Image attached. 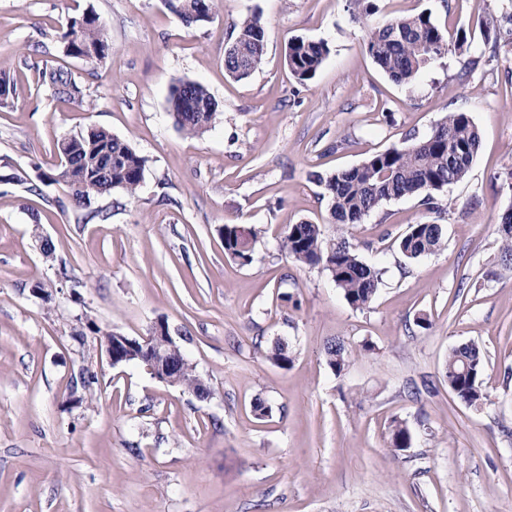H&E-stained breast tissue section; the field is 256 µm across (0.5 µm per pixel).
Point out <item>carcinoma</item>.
<instances>
[{"instance_id":"cac0c4a2","label":"carcinoma","mask_w":512,"mask_h":512,"mask_svg":"<svg viewBox=\"0 0 512 512\" xmlns=\"http://www.w3.org/2000/svg\"><path fill=\"white\" fill-rule=\"evenodd\" d=\"M168 9L187 27L206 22L213 14L215 0H165ZM348 8L365 28L364 48L372 61L394 82L411 84L420 72L445 57L450 47L469 45L471 37L460 30L449 34L422 12L398 16L380 26H372L370 17L376 12L375 0H348ZM64 54L95 66L104 62L111 49L106 23L92 11L69 19L62 35ZM266 53V32L261 15L253 13L239 27L237 36L224 50L226 74L237 81L245 80L260 69ZM329 54L323 41L296 38L288 44L287 64L291 74L301 83L312 80ZM37 83L50 92L54 101L81 104L87 87L80 77L63 65L47 62L36 67ZM18 91L17 79L0 71V106H6ZM170 111L178 126L195 137L204 135L216 118L218 104L206 87L197 82H183L172 88L168 98ZM480 146L476 126L465 112H450L427 138L410 146H392L376 152L361 163L333 172L313 174L327 199L332 223L341 230L334 238H326L321 225L300 222L288 225L280 251L285 259L308 266H321L328 271L350 307L363 310L372 303L381 281L380 272L363 262L344 232L361 223L365 216L385 203L405 197H421V205L434 213L445 210L442 198L448 185L467 175ZM58 162L52 172L41 177L63 183L72 191L75 204L88 209L85 218L106 221L110 213L92 210V200L114 188L128 195L137 194L144 178L145 160L123 139L104 128L77 132L56 142ZM502 235L503 258H512V207L498 217ZM224 254L242 265L253 259L256 234L239 224L220 228ZM443 243L442 225L419 222L408 225L399 238L398 251L409 260L438 251ZM330 369L337 375L346 366L342 343L332 340L325 346ZM266 358L286 368L293 362V351L284 341L276 342ZM485 358L475 343L462 344L448 355L446 377L448 388L466 405H483L482 375ZM177 386L195 396L210 398L212 390L198 372H171ZM411 431L402 420L392 421L390 447L403 451L410 447Z\"/></svg>"}]
</instances>
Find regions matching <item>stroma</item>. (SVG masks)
<instances>
[{
  "mask_svg": "<svg viewBox=\"0 0 512 512\" xmlns=\"http://www.w3.org/2000/svg\"><path fill=\"white\" fill-rule=\"evenodd\" d=\"M77 10L108 26L112 49L93 68L63 53ZM505 10L504 0H377L373 19L427 11L453 32ZM256 11L265 59L236 81L224 48ZM298 37L330 49L305 83L286 61ZM364 37L347 0H217L191 29L164 0H0V70L19 84L0 108V512H512V262L496 223L512 206V53L476 64L478 39L406 86L374 64ZM38 42L85 78L86 102L48 99L27 53ZM184 81L218 104L200 137L168 108ZM455 111L471 116L480 147L445 213L404 198L349 236L382 273L368 308H351L322 267L286 261L288 225L336 233L313 173L424 139ZM89 127L145 160L136 196L115 188L93 200L104 222L80 220L64 185L26 188L51 172L57 140ZM425 221L441 224L443 246L407 260L396 240ZM225 224L255 229L251 263L225 257ZM38 283L46 298L32 294ZM88 318L136 339L165 322L212 397L111 366L72 338ZM279 339L294 351L285 369L265 357ZM331 339L350 356L339 375L326 363ZM470 341L485 355L478 410L444 377L449 351ZM85 365L99 378L89 402L72 387ZM396 418L412 433L401 452L388 445Z\"/></svg>",
  "mask_w": 512,
  "mask_h": 512,
  "instance_id": "35a3bbf8",
  "label": "stroma"
}]
</instances>
